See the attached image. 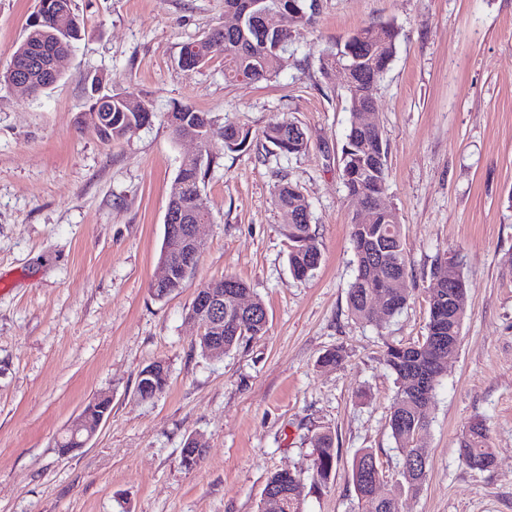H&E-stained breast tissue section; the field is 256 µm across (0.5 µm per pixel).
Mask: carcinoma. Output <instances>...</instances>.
I'll use <instances>...</instances> for the list:
<instances>
[{
	"label": "carcinoma",
	"mask_w": 512,
	"mask_h": 512,
	"mask_svg": "<svg viewBox=\"0 0 512 512\" xmlns=\"http://www.w3.org/2000/svg\"><path fill=\"white\" fill-rule=\"evenodd\" d=\"M44 23L27 28V34L13 51L9 64L0 70V87H9L11 69L21 72L29 83V95L45 91L42 73L43 57L50 53L68 54L82 32L83 20L76 13L74 0H40ZM265 10L277 17V40L260 31L259 26L246 20L233 33L214 28L203 37L182 48V67L192 72L214 59L224 60V77L243 78L252 82L269 81L279 75L286 62L288 45L295 29L311 23L315 0H224V11L250 15L254 10ZM400 31L394 24L368 25L349 34L336 46L322 53L319 69L326 77L336 71V56L356 65V83L346 88L350 100L375 97L377 83L393 60ZM102 101L98 112L100 125L94 134L110 144L123 138L132 126L152 122L153 104L144 99L106 91L95 96ZM167 123L175 137L186 131L198 138L202 152L194 158L182 160L172 185L169 205L186 215L197 213L201 183L205 168L211 163V141L214 119L189 105L174 104L166 112ZM224 146L230 150L241 148L247 135L232 124L224 125ZM265 142L281 154H300L307 149L304 132L290 122H273L265 130ZM342 172L348 194L369 206V211L358 212L350 224V238L356 259V274L347 292L348 309L360 321L373 322L372 307L385 306L388 316L400 313L410 295L406 288H384L388 279H405L407 264L403 253L402 228L399 215L383 206L386 190L387 163L383 132L376 127L366 131L358 124L356 113H351L345 141L341 149ZM274 199L281 209H289L299 220L285 225L288 240V265L297 278L312 274L320 264L322 253L310 220V206L298 186L288 181L277 184ZM196 264L191 258L175 265L170 276L156 287L153 295L164 299L183 287L189 274L185 267ZM453 274L460 287L431 288L427 299L428 320L421 340L403 344L388 343L385 364L395 376L397 392L388 428L400 457L402 481L399 487L409 492L420 491L427 478L428 451L418 443V437L428 425V410L444 366L435 359L433 349L443 341V353L458 347L460 329L466 311V282L458 259L436 260L431 277L436 283L448 282ZM267 322L238 312L229 298H224V352L228 353L244 341L262 336ZM489 433L483 420L476 418L465 428L460 441L462 457L469 467L493 459L488 446ZM313 447L310 487L321 490L330 484L336 474L338 449L329 430H322L311 438ZM376 465L378 476L384 477L383 467L373 450L360 449L353 457L350 478L357 498L367 499L374 493L373 477L368 467ZM266 487L279 502L278 512H304V483L287 470L272 473Z\"/></svg>",
	"instance_id": "carcinoma-1"
}]
</instances>
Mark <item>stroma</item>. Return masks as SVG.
Returning a JSON list of instances; mask_svg holds the SVG:
<instances>
[{
    "label": "stroma",
    "mask_w": 512,
    "mask_h": 512,
    "mask_svg": "<svg viewBox=\"0 0 512 512\" xmlns=\"http://www.w3.org/2000/svg\"><path fill=\"white\" fill-rule=\"evenodd\" d=\"M84 22L61 79L36 97L0 90V512H259L271 473L308 477L312 436L331 430L341 464L306 490L305 512H371L347 467L362 448L395 491L399 455L387 428L395 380L386 343L418 341L437 258L457 255L467 288L458 350L429 410L427 481L400 512H512V0H318L284 70L228 81L216 61L184 71L183 45L224 23V0H74ZM37 0H0V68L26 34ZM401 30L377 85L385 133L383 203L396 209L410 300L374 323L355 320L350 221L359 202L342 178L350 120L345 76L325 79L323 50L370 24ZM150 100L151 125L103 144L80 131L86 77ZM232 123L238 150L214 138L202 184L212 222L179 292L156 299L164 216L181 160L172 102ZM294 121L308 148L264 156L263 132ZM306 196L322 259L308 277L288 265L280 178ZM233 275L268 313V331L202 356L186 320L201 285ZM343 348L334 368L319 365ZM162 360L169 383L136 394ZM112 398L93 439L60 456L57 437L94 397ZM490 431L495 464L466 466L459 439L473 419ZM206 452L181 464L189 436Z\"/></svg>",
    "instance_id": "stroma-1"
}]
</instances>
